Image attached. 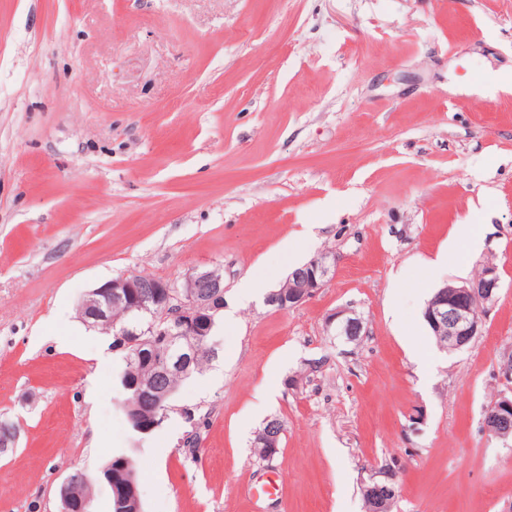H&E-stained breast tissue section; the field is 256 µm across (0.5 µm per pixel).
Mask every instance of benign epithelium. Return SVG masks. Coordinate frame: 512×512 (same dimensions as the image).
Returning <instances> with one entry per match:
<instances>
[{
  "mask_svg": "<svg viewBox=\"0 0 512 512\" xmlns=\"http://www.w3.org/2000/svg\"><path fill=\"white\" fill-rule=\"evenodd\" d=\"M334 258L320 253L288 274L280 288L271 291L265 303L284 311L302 305L325 287L333 275ZM209 292L202 294L200 289ZM501 290V279L493 265L485 267L474 281L447 283L427 302L423 318L439 336L447 337L456 351L467 348L484 330L482 312L495 305ZM124 305L147 318L158 316L172 320L164 330L128 329L127 344L141 351L143 357H159L166 371L182 366L197 349V340L211 335L214 317L224 309V281L210 270H196L186 279L174 282L147 274H134L109 280L88 291L79 307L83 323L93 329L112 326V307ZM326 331L351 342L367 334L363 318L348 307H340L326 321ZM152 336L163 337L162 354H157ZM485 432L507 439L512 436V393L503 392L493 405ZM83 479L75 471L60 486L64 512H90L87 500L74 499L71 485ZM396 471L391 467L371 471L362 485L370 490L395 493Z\"/></svg>",
  "mask_w": 512,
  "mask_h": 512,
  "instance_id": "1",
  "label": "benign epithelium"
}]
</instances>
